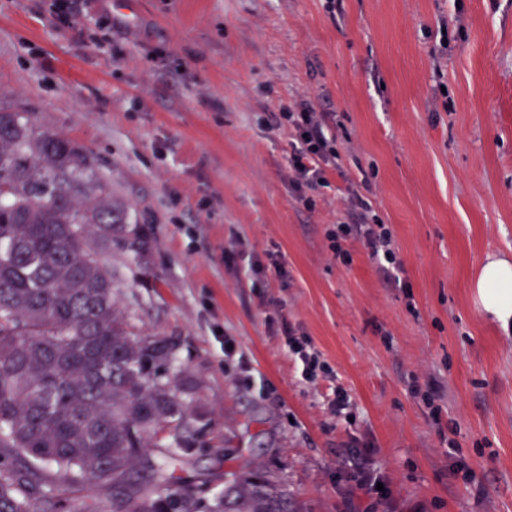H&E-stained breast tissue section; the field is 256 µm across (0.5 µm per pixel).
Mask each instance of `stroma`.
<instances>
[{
  "label": "stroma",
  "instance_id": "35a3bbf8",
  "mask_svg": "<svg viewBox=\"0 0 512 512\" xmlns=\"http://www.w3.org/2000/svg\"><path fill=\"white\" fill-rule=\"evenodd\" d=\"M134 2L107 20L102 0H0V106L80 148L144 230L141 260L98 255L117 310L175 343L173 377L201 389L192 490L214 497L245 465L304 512H386L338 479L369 446L396 512H512V327L469 288L487 256L512 257V0ZM302 102L331 113L340 155L311 210L288 128L259 125ZM349 186L391 229L410 292L360 243L333 258ZM270 249L288 280L268 274L263 307L246 272ZM268 316L329 375L302 380ZM431 379L436 418L410 390ZM337 385L352 418L328 410Z\"/></svg>",
  "mask_w": 512,
  "mask_h": 512
}]
</instances>
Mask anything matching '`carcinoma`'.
<instances>
[{"mask_svg": "<svg viewBox=\"0 0 512 512\" xmlns=\"http://www.w3.org/2000/svg\"><path fill=\"white\" fill-rule=\"evenodd\" d=\"M89 167L70 141L0 107V512H70L97 485L112 512H303L261 469L224 475L202 507L184 454L142 459L143 434L178 438L193 401L165 374L176 346L137 335L112 270L87 257L100 243L136 260L147 248Z\"/></svg>", "mask_w": 512, "mask_h": 512, "instance_id": "cac0c4a2", "label": "carcinoma"}]
</instances>
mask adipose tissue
I'll return each mask as SVG.
<instances>
[{
	"mask_svg": "<svg viewBox=\"0 0 512 512\" xmlns=\"http://www.w3.org/2000/svg\"><path fill=\"white\" fill-rule=\"evenodd\" d=\"M472 287L475 301L485 313L501 326L512 324V260L489 259Z\"/></svg>",
	"mask_w": 512,
	"mask_h": 512,
	"instance_id": "adipose-tissue-1",
	"label": "adipose tissue"
}]
</instances>
